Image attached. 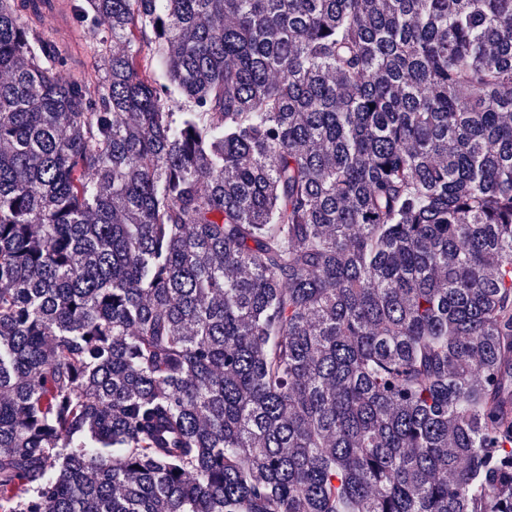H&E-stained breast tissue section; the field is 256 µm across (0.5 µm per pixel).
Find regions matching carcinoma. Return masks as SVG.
I'll return each mask as SVG.
<instances>
[{
  "label": "carcinoma",
  "instance_id": "obj_1",
  "mask_svg": "<svg viewBox=\"0 0 512 512\" xmlns=\"http://www.w3.org/2000/svg\"><path fill=\"white\" fill-rule=\"evenodd\" d=\"M25 2L0 512H512V0ZM60 0H34L31 12L40 14L42 17H50L54 19L57 28L64 32L71 27V18L68 12L65 13L61 9ZM70 44L75 47L76 54V70L81 72H92L96 69V56L86 43V37L80 29H73L72 35L69 37ZM152 41H154V37L150 29L146 30V36L144 39L140 37L138 32H136L135 38L131 43V49L136 51L139 55L143 75L159 80L161 83H166V79L164 78L162 71L156 67L155 61L152 59L154 55V42Z\"/></svg>",
  "mask_w": 512,
  "mask_h": 512
}]
</instances>
